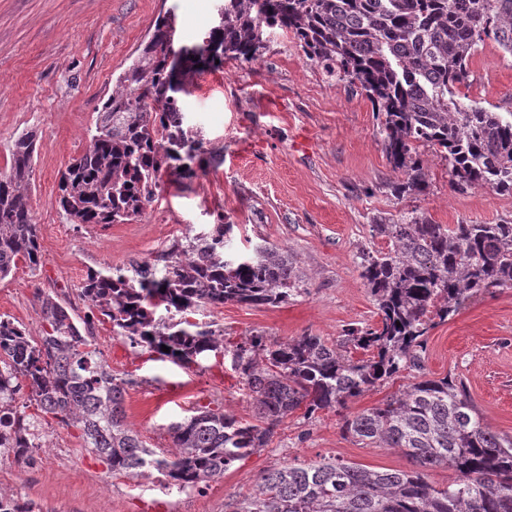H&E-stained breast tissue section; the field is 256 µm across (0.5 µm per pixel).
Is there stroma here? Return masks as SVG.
<instances>
[{
    "label": "stroma",
    "mask_w": 512,
    "mask_h": 512,
    "mask_svg": "<svg viewBox=\"0 0 512 512\" xmlns=\"http://www.w3.org/2000/svg\"><path fill=\"white\" fill-rule=\"evenodd\" d=\"M217 6L218 0H0V172L15 139L34 133L28 198L42 245L39 269L21 264L0 279V316L29 335L42 333L44 296L82 323L89 314L81 293L87 272L163 268L173 243L222 220L232 226L231 255H249L264 241L287 250L303 276L301 291L276 307L206 305L191 322L231 343L256 334L332 341L378 320L359 266L361 252L386 247L370 232L374 217L416 209L439 224L512 219V195L485 186L454 191L447 163L424 146L418 152L428 190L395 198L390 185L399 175L387 160L374 106L348 82L326 78L292 34L274 28L265 30L257 60H228L221 70L197 74L183 99L186 128L221 152L222 164L190 180L162 175L154 198L129 222L70 223L56 203L60 174L88 147L118 76L159 16L174 19V48H190L217 24ZM472 71L466 104L512 112V55L485 41ZM93 333L101 359L125 382L129 422L157 455L172 451L169 426L199 406L254 422V405L230 359L188 370L113 335L110 322H94ZM424 370L460 378L484 425L512 436V288L474 297L432 329ZM409 381L400 374L343 411L289 415L269 447L200 491L178 490L154 470L136 480L112 473L85 448L79 429L46 418L45 451L26 464L0 458V496L35 512H225L227 503L252 494L267 470L294 459L337 457L374 470H407L412 463L402 453L361 445L342 425L344 416L378 405Z\"/></svg>",
    "instance_id": "stroma-1"
}]
</instances>
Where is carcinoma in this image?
<instances>
[{"label": "carcinoma", "mask_w": 512, "mask_h": 512, "mask_svg": "<svg viewBox=\"0 0 512 512\" xmlns=\"http://www.w3.org/2000/svg\"><path fill=\"white\" fill-rule=\"evenodd\" d=\"M274 26L292 32L326 77L349 82L375 105L387 159L401 175L391 184L396 198L428 188L418 144L448 161L457 188L512 195V119L454 100L471 85V62L485 39L512 55V0H224L206 69L256 59L265 49L263 28ZM167 28L163 17L104 103L88 148L61 175L57 204L75 224L124 223L152 199L162 170L191 177L216 160L217 152L183 128L180 95L191 94L204 49L182 58L176 94ZM35 150V136L21 135L0 173V279L20 262L32 271L40 266L39 229L26 196ZM370 228L387 242L383 251L359 255L379 320L337 341L255 335L228 348L188 320L201 305L276 307L300 291L293 261L272 244L242 259L225 254L222 224L173 244L159 278L148 266L132 277L120 269L86 276L82 295L111 322L113 335L188 370L228 355L253 398L255 424L208 406L171 424L168 457L140 440L127 420L124 382L99 357L90 329L80 330L58 300L43 299L37 340L0 317V448L23 461L42 447L26 414L31 402L59 425L78 428L112 473L138 479L155 469L181 491L200 489L267 447L297 409L309 417L343 408L407 371L410 383L345 419L343 429L365 446L400 450L416 469L290 461L268 470L229 512H512V436L485 428L463 382L430 378L423 368L431 329L474 296L512 288V220L437 224L413 210L376 217ZM161 306L181 319L155 317ZM350 345L366 357L352 360ZM440 466L455 473L446 486L427 478L426 470Z\"/></svg>", "instance_id": "cac0c4a2"}]
</instances>
